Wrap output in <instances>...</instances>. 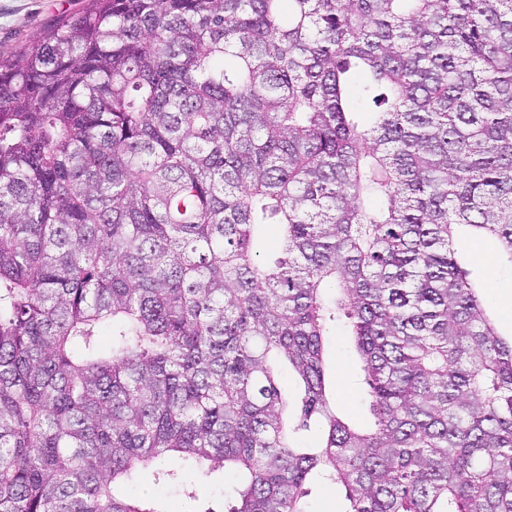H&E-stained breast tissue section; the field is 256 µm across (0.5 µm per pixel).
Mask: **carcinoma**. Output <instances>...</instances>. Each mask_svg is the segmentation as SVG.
Instances as JSON below:
<instances>
[{"instance_id":"cac0c4a2","label":"carcinoma","mask_w":512,"mask_h":512,"mask_svg":"<svg viewBox=\"0 0 512 512\" xmlns=\"http://www.w3.org/2000/svg\"><path fill=\"white\" fill-rule=\"evenodd\" d=\"M459 227L512 266V0H83L0 54V512H165L124 487L192 501L185 468L236 471L226 512L315 479L512 512V342ZM327 360L333 396L339 410L352 421L363 425L371 417L364 403L366 385L361 364L349 336L342 326L332 328L327 336Z\"/></svg>"}]
</instances>
